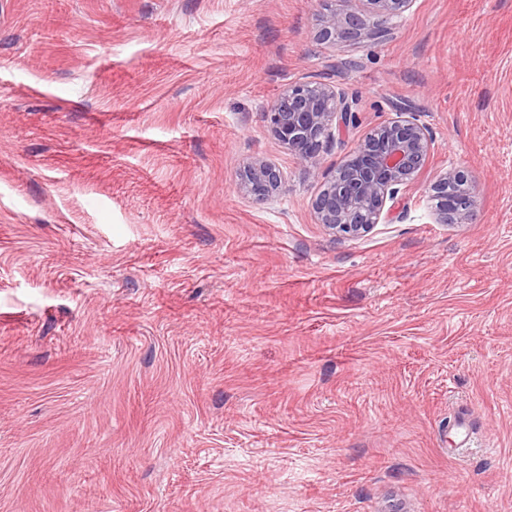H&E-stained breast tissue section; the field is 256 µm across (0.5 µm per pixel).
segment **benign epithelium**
I'll list each match as a JSON object with an SVG mask.
<instances>
[{
	"label": "benign epithelium",
	"mask_w": 512,
	"mask_h": 512,
	"mask_svg": "<svg viewBox=\"0 0 512 512\" xmlns=\"http://www.w3.org/2000/svg\"><path fill=\"white\" fill-rule=\"evenodd\" d=\"M360 2L366 6V15L350 8L333 12L322 20L318 38L333 44L351 37L381 39L402 22L414 0ZM354 118L345 95L325 82L290 85L262 113L275 138L318 176L323 142L334 139ZM431 144L427 128L413 112H398L376 126L333 172L321 175L323 189L313 203L320 223L335 235L355 238L386 221L387 203L418 183ZM459 183H470L462 166L451 167L426 183L436 223L465 224L472 219L475 191L458 195L452 188ZM240 187L265 201L284 191L285 179L274 165L255 160L240 174Z\"/></svg>",
	"instance_id": "obj_1"
}]
</instances>
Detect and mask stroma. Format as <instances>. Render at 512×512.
Returning <instances> with one entry per match:
<instances>
[{
    "instance_id": "obj_1",
    "label": "stroma",
    "mask_w": 512,
    "mask_h": 512,
    "mask_svg": "<svg viewBox=\"0 0 512 512\" xmlns=\"http://www.w3.org/2000/svg\"><path fill=\"white\" fill-rule=\"evenodd\" d=\"M344 7L0 0V512H512V0L321 43ZM305 81L357 117L317 173L261 118ZM400 109L472 220L332 237L321 173ZM283 174L274 165L255 160L247 164L240 174V187L260 201H266L285 189Z\"/></svg>"
}]
</instances>
